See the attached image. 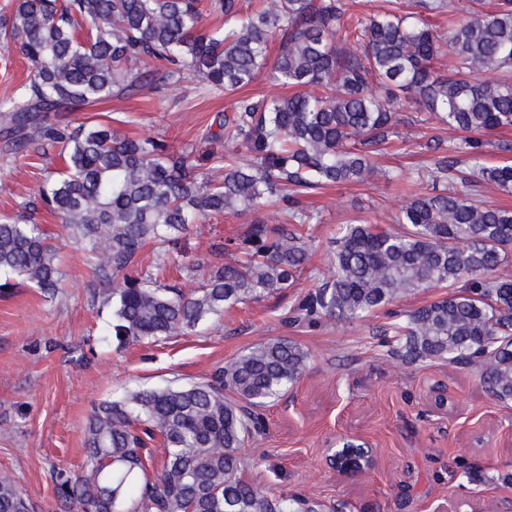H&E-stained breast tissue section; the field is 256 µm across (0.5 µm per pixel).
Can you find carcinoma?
<instances>
[{
  "mask_svg": "<svg viewBox=\"0 0 512 512\" xmlns=\"http://www.w3.org/2000/svg\"><path fill=\"white\" fill-rule=\"evenodd\" d=\"M448 15V36L431 15ZM216 16L220 25L204 21ZM91 23L79 36V22ZM4 48L31 63L12 96L0 99V135L14 157L58 145L65 170L11 216L0 217V293L21 285L53 299L63 292L60 240L88 253L92 295L112 304L119 345L153 343L195 330L237 305L292 288L309 260L300 226L315 220L298 196L380 173L375 155L398 124L402 93L429 119L463 134L417 179L444 189L420 194L394 218L400 232L346 224L326 277L284 313L292 325L350 322L426 288L448 295L390 312L409 363L475 367L480 385L512 402V210L478 200L491 185L512 192V165L483 163L478 135L512 127V0H388L355 14L349 0H13L0 16ZM278 44L276 56L271 44ZM451 54L442 74L434 60ZM263 70L288 96L241 95L208 129L213 148L171 150L153 137H121L70 115L144 90L162 93L188 76L204 93L248 87ZM224 169L220 180L215 167ZM279 201L287 219L262 215ZM43 209L62 232L37 223ZM250 213L240 243L210 257L182 246L189 226ZM157 245L158 268L200 278L186 291L139 268ZM236 247L240 257L224 262ZM310 356L286 338L263 340L206 380L140 388L94 408L84 465L57 472L59 496L85 512H322V504L244 480L238 456L262 433L257 409L293 387ZM162 443L148 474L149 444ZM0 512H30L13 476L0 471Z\"/></svg>",
  "mask_w": 512,
  "mask_h": 512,
  "instance_id": "obj_1",
  "label": "carcinoma"
}]
</instances>
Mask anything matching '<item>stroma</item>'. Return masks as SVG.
I'll return each mask as SVG.
<instances>
[{"mask_svg": "<svg viewBox=\"0 0 512 512\" xmlns=\"http://www.w3.org/2000/svg\"><path fill=\"white\" fill-rule=\"evenodd\" d=\"M233 95H203L187 78L161 94L112 99L75 122H103L114 133L151 136L171 149H206L203 137ZM455 133L422 121L404 104L400 122L376 161L382 176L335 184L311 194L318 216L307 226L310 260L297 287L229 310L223 318L154 344L118 347L112 308L92 298L90 268L73 244L60 250L67 278L62 295L43 298L20 288L0 296V470L10 471L31 512H83L58 498L57 471L80 472L84 431L94 405L140 387L201 380L264 339L285 337L310 354L306 372L281 400L261 410L265 433L240 450L243 477L276 492L300 493L334 512H512V404L482 390L475 369L409 364L388 356L380 333L386 309L362 321L287 327L281 316L298 292L327 275L340 227L364 221L393 225L401 205L422 192L417 169L434 155L430 138ZM58 152L15 160L0 152V214L16 211L47 178L62 171ZM249 215L193 225L190 253L235 240ZM368 443L373 462L346 474L330 461L336 443Z\"/></svg>", "mask_w": 512, "mask_h": 512, "instance_id": "1", "label": "stroma"}]
</instances>
